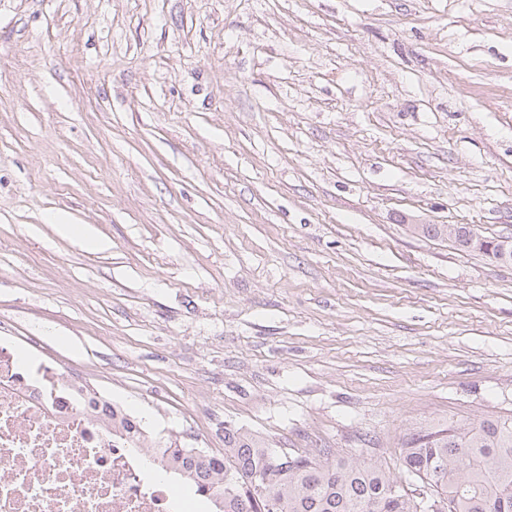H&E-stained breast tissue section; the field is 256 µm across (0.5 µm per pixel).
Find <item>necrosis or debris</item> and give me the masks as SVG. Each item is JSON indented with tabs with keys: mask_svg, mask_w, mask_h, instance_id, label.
<instances>
[{
	"mask_svg": "<svg viewBox=\"0 0 512 512\" xmlns=\"http://www.w3.org/2000/svg\"><path fill=\"white\" fill-rule=\"evenodd\" d=\"M78 381L0 343V512H184L145 436L114 432Z\"/></svg>",
	"mask_w": 512,
	"mask_h": 512,
	"instance_id": "obj_1",
	"label": "necrosis or debris"
}]
</instances>
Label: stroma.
<instances>
[{
    "mask_svg": "<svg viewBox=\"0 0 512 512\" xmlns=\"http://www.w3.org/2000/svg\"><path fill=\"white\" fill-rule=\"evenodd\" d=\"M416 224L512 236V0H0V337L149 437L512 415V264Z\"/></svg>",
    "mask_w": 512,
    "mask_h": 512,
    "instance_id": "35a3bbf8",
    "label": "stroma"
}]
</instances>
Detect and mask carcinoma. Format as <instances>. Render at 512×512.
Instances as JSON below:
<instances>
[{"instance_id":"obj_1","label":"carcinoma","mask_w":512,"mask_h":512,"mask_svg":"<svg viewBox=\"0 0 512 512\" xmlns=\"http://www.w3.org/2000/svg\"><path fill=\"white\" fill-rule=\"evenodd\" d=\"M454 242L488 253L496 239L469 237L457 225ZM152 456L185 485H212L215 512H418L400 481L353 456L323 461L290 455L278 469L277 449L232 426L224 427V455L158 441ZM408 477L427 481L451 512H512V416L418 431L403 457Z\"/></svg>"}]
</instances>
